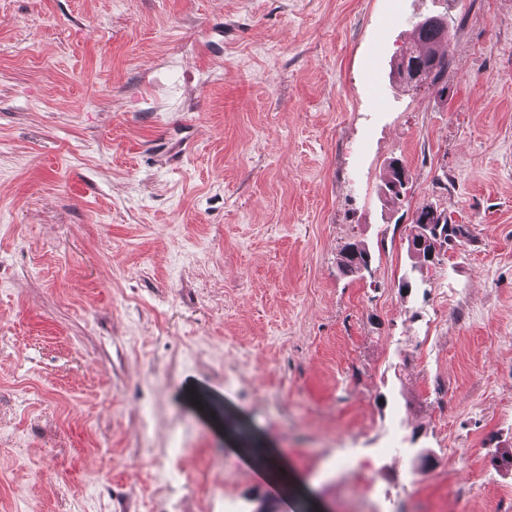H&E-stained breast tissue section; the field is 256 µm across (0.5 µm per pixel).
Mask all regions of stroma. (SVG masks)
<instances>
[{"label": "stroma", "instance_id": "stroma-1", "mask_svg": "<svg viewBox=\"0 0 512 512\" xmlns=\"http://www.w3.org/2000/svg\"><path fill=\"white\" fill-rule=\"evenodd\" d=\"M246 448L293 512H512V0H0V512H257ZM420 29V34L414 40L410 49L413 57L421 60L426 66V72L432 75V82L439 83L448 71L450 62L449 37L441 35L442 28L448 29V18H437ZM418 213V221H415L414 218L411 221V226L413 228L414 224L418 226L427 223V224H439L441 221L442 227L441 232H445V248H447L452 243L456 242L460 237L464 236V232L461 225L458 224H448V217L443 215L441 212H437L430 205H422L420 206L414 213Z\"/></svg>", "mask_w": 512, "mask_h": 512}]
</instances>
